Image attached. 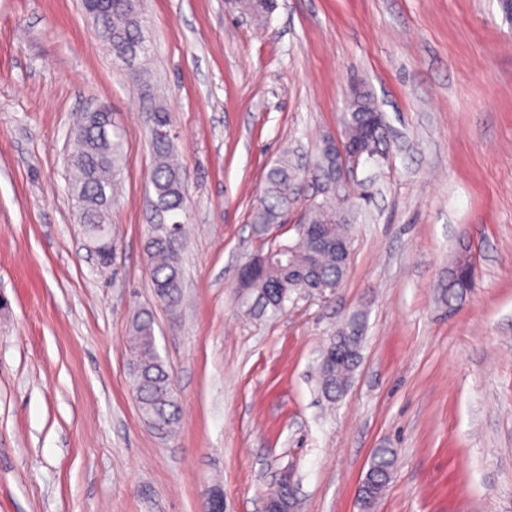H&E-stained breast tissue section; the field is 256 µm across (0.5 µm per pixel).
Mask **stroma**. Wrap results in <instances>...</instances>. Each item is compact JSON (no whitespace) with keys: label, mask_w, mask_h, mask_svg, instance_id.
Here are the masks:
<instances>
[{"label":"stroma","mask_w":512,"mask_h":512,"mask_svg":"<svg viewBox=\"0 0 512 512\" xmlns=\"http://www.w3.org/2000/svg\"><path fill=\"white\" fill-rule=\"evenodd\" d=\"M147 83L113 59L82 0H0V512H263L288 482L297 512H359L375 449L396 465L372 512H512V22L497 0H143ZM376 98L385 159L345 207L340 288L242 314L251 214L289 145L306 180L339 136L352 83ZM187 175L183 298L156 300L145 242L152 101ZM105 104L124 133L100 265L67 191L70 132ZM470 259L469 287L450 281ZM178 395L141 416L126 343L140 310ZM364 341L336 405L317 369L353 315Z\"/></svg>","instance_id":"obj_1"}]
</instances>
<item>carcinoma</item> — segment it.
I'll return each instance as SVG.
<instances>
[{"label": "carcinoma", "mask_w": 512, "mask_h": 512, "mask_svg": "<svg viewBox=\"0 0 512 512\" xmlns=\"http://www.w3.org/2000/svg\"><path fill=\"white\" fill-rule=\"evenodd\" d=\"M248 14L264 18L273 8L274 0H241ZM108 12L99 20L101 40L112 48L113 59L124 62L129 48L147 44L142 17L133 15L127 0H107ZM379 107L369 93L350 100L342 119L343 138L360 141L365 136L364 118ZM71 157V178L68 191L76 201L87 240L97 248L101 262L110 261L112 233L105 191L116 194L124 167V135L105 115H86L78 123ZM154 166L150 181L157 209L178 217L187 208L186 193L181 189L184 171L174 159L169 140L153 139ZM299 173L290 152L284 150L268 170L260 204L253 210L251 223L261 237L275 224L282 223L289 203L299 191ZM302 223L324 225L330 237L351 242L349 225L340 214V197L336 192L324 195L310 204ZM266 260L248 269L240 281V299L253 317H272L286 310L293 294H331L340 287L349 267L333 250L318 246L310 233L293 241L267 240ZM183 246V225L156 224L146 244L149 275L156 299L169 312L176 311L182 299L183 271L180 253ZM339 339L349 357L341 363L330 362L319 369V388L330 403L336 402L345 390L346 380L356 365L364 325L360 317H352L342 328ZM129 343L135 354L136 371L132 373L133 391L142 417L169 429L176 422L177 403L169 376L160 357L154 333V319L148 312L134 317ZM395 466L390 448L375 450L366 473L363 489V510L367 512L385 491Z\"/></svg>", "instance_id": "obj_1"}]
</instances>
